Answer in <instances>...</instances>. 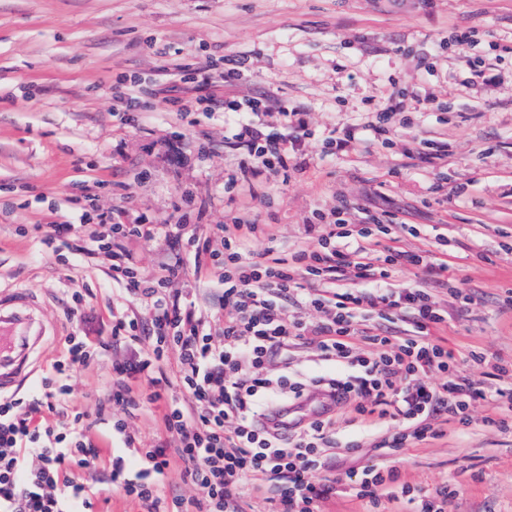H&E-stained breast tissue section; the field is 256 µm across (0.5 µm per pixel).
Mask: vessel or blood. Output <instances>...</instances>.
<instances>
[{
	"instance_id": "1",
	"label": "vessel or blood",
	"mask_w": 512,
	"mask_h": 512,
	"mask_svg": "<svg viewBox=\"0 0 512 512\" xmlns=\"http://www.w3.org/2000/svg\"><path fill=\"white\" fill-rule=\"evenodd\" d=\"M36 310L30 289L0 290V397L14 394L37 368L35 354L46 342L47 329Z\"/></svg>"
}]
</instances>
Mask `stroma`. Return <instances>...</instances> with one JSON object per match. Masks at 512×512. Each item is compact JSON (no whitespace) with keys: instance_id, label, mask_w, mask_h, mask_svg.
<instances>
[{"instance_id":"1","label":"stroma","mask_w":512,"mask_h":512,"mask_svg":"<svg viewBox=\"0 0 512 512\" xmlns=\"http://www.w3.org/2000/svg\"><path fill=\"white\" fill-rule=\"evenodd\" d=\"M463 34L473 42L462 49L455 39ZM153 41L170 44L169 55H154ZM466 56L490 82L471 79ZM241 57L242 80L211 91L221 100L260 99L254 122L264 133L279 132V113L295 108L307 114L311 144L350 125L362 143L304 170L277 169L253 192L225 193L242 155L225 134L223 111L204 102L186 111L164 102L163 91L176 71L192 97L207 62L220 71ZM390 92L406 110L379 133L375 104ZM133 94L137 119L127 123ZM426 139L438 154H418ZM340 211L355 224L421 225L423 235L401 241L410 250L448 239V275L471 301L435 288L448 313L438 335L462 357L463 375L487 389L512 386L491 374L492 363H512V249L503 247L512 241V0H0V289L22 286L38 298L50 332L39 376L66 352L73 291L85 296L91 340L112 334V305L123 292L110 283L109 257L86 251L102 230L99 214L180 225L175 237L127 242L147 284L162 257L188 237H212L214 225L248 215L270 225L275 249H312L309 224ZM49 224L79 230L50 242ZM171 290L202 316L220 309V288L195 267ZM472 350L487 364L466 362ZM125 354L112 345L69 380L101 448L119 419L144 443L161 434L164 403L135 414L100 411L112 363ZM321 412L336 419L340 486L320 512H366L353 488L372 464L431 492L453 486L444 512H512V428L495 424L512 412L507 404L476 400L469 426L445 424L441 437L393 454L375 443L396 424L370 417L371 441L356 460L344 450L354 434L351 405L313 395L305 416Z\"/></svg>"}]
</instances>
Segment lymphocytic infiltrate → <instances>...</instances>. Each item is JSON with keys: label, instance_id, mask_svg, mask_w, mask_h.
Wrapping results in <instances>:
<instances>
[{"label": "lymphocytic infiltrate", "instance_id": "lymphocytic-infiltrate-1", "mask_svg": "<svg viewBox=\"0 0 512 512\" xmlns=\"http://www.w3.org/2000/svg\"><path fill=\"white\" fill-rule=\"evenodd\" d=\"M257 106L254 99L235 103L228 114L232 138L247 159L227 189H244L246 179H262L289 160L305 158L309 132L300 112H282L281 134L265 135L253 127ZM315 231L317 248L276 256L269 225L244 219L216 225L215 241L188 240L185 254L163 261L149 288L137 278L135 252H114L95 239V250L111 254L113 283L144 302L137 312L121 304L112 309L113 338L135 353L113 363L105 406L140 411L174 386L187 395L168 404L163 434L149 447H137L136 435L123 423L112 425L127 449L110 460L112 489L138 502L143 512H170L160 478L175 459L197 491L182 512H242L243 486L259 491L269 482L279 486V512H317L336 492L329 463L334 420L318 417L285 433L263 422L273 408L300 404L313 390L337 403L352 402L357 417L407 424V431L384 440L391 449L440 436L441 423L450 419L469 425L471 402L486 398L478 383L461 374L447 342L432 334L446 321L432 288L448 286L447 263L390 244L383 224L354 226L340 216ZM204 258L223 287L217 339L194 303L168 291L188 263ZM396 272L413 275V282L389 287ZM338 279L353 285L332 288ZM288 302L314 310L317 320L288 315ZM375 311L388 321L410 317L413 335L393 336L365 325ZM301 340L313 346L319 361L337 365V373L268 374L272 357L289 362L292 345ZM67 345L52 367L54 387L26 400L0 398V512H91L92 494L71 492L69 475L98 466L102 450L88 436L87 415L71 407L67 380L98 350L79 335L69 336ZM170 349L177 354L171 374L165 369ZM131 471L145 474V481L128 479ZM395 478L394 471L369 469L356 495L374 512L385 498L421 502V512H442L450 488L428 496L419 485H395Z\"/></svg>", "mask_w": 512, "mask_h": 512}]
</instances>
